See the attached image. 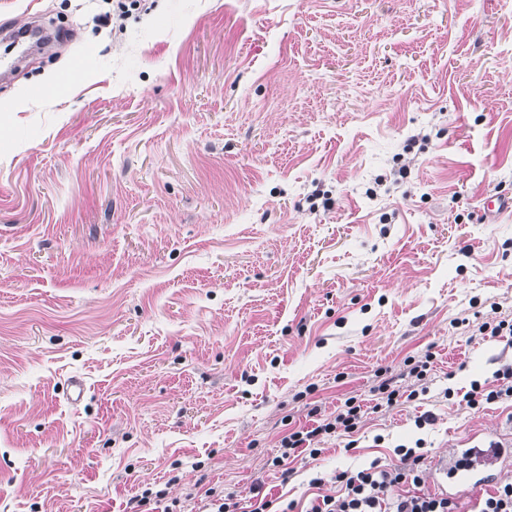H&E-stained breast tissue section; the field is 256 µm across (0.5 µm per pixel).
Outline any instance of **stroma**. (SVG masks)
<instances>
[{
  "label": "stroma",
  "mask_w": 512,
  "mask_h": 512,
  "mask_svg": "<svg viewBox=\"0 0 512 512\" xmlns=\"http://www.w3.org/2000/svg\"><path fill=\"white\" fill-rule=\"evenodd\" d=\"M112 5L0 0L68 34L0 81V512H304L401 445H512V399L464 400L512 335L458 324L512 320V211L481 207L512 197V0ZM395 375L396 407L276 464ZM362 407L355 397H350L336 410V415L333 419H327L310 429L309 427H304L288 433L281 440L280 447L282 452L277 463L282 464L285 460H288L291 453H295L299 449H301L300 452L308 451L310 458L316 459L323 452V448H315L313 446L318 441L316 439L323 434L331 435V433H338L342 435L354 433L364 414ZM210 489L205 490L204 497L200 498V503L203 505L199 507L198 512H243L245 510L240 506L239 501H234L232 496L227 499H215ZM226 500L228 502H226Z\"/></svg>",
  "instance_id": "1"
}]
</instances>
